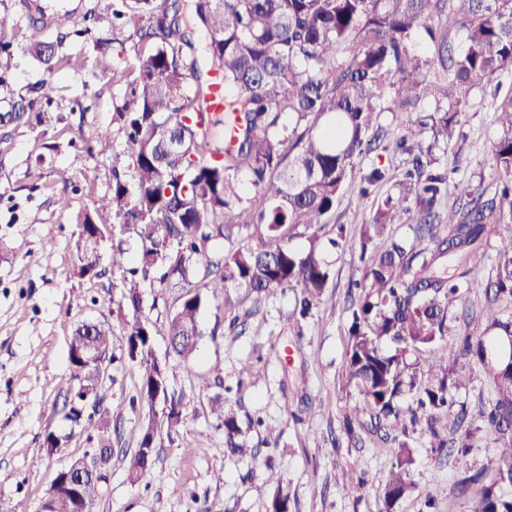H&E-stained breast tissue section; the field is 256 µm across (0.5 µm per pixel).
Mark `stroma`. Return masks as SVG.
Returning <instances> with one entry per match:
<instances>
[{
  "label": "stroma",
  "instance_id": "35a3bbf8",
  "mask_svg": "<svg viewBox=\"0 0 512 512\" xmlns=\"http://www.w3.org/2000/svg\"><path fill=\"white\" fill-rule=\"evenodd\" d=\"M56 86L59 110L67 124L91 137L110 130L116 151L126 148L114 119L125 101L123 86L107 83L92 68L51 72L26 58L14 74L16 88L36 83ZM512 94V74L504 73L466 97L451 146L437 148V167L449 171L444 206L460 199L466 186L491 183L492 145L499 133L495 107ZM87 106L86 115L73 103ZM36 131L22 127L13 135L8 153L0 156V512H38L58 470L82 456L90 443L60 412L74 386L68 362L73 330L86 321H108L123 336L117 307L97 305V297L124 291L120 272L109 271L110 243H103L99 278L78 275L74 267L78 235L76 214L88 204L79 188L94 179L99 193L112 183L111 154L88 155L68 145V138L48 132L51 150L37 155ZM407 156L395 148L373 146L360 167L385 168L388 178L371 197L344 199L334 215L347 238L358 239L370 223L378 197L395 193V182L406 168ZM68 169L66 192L73 209L61 212L51 194L28 190V170L52 181L56 169ZM332 275L327 295L300 324L287 322L293 291L273 304L254 308L244 290L232 291L235 310L223 300H209L200 309L201 347L190 362L169 356L163 335L165 316L181 303L182 283H155L143 293L141 317L156 333L158 357L168 366L171 386L184 394L186 419L177 434L159 428L152 467L142 479L130 481L123 454L134 451L144 412L131 399L140 387V370L116 343L108 366L103 395L112 404L120 449L112 458L96 512H268L277 488L288 490L292 512H380L378 489L397 463V451L377 438L355 443L343 431V419L360 396L348 386L342 364L350 320L349 285L361 279L364 264L355 248L327 253ZM483 294H469L464 306L453 309L448 322L455 338H479L485 329ZM224 368V386L238 417V439L258 449V459L235 455L224 428L210 411L218 388L202 392L198 376L214 364ZM448 368L463 381L455 393L470 415L494 396V383L478 364L449 354ZM311 407L312 417L297 421L296 413ZM60 438L63 451L49 455L47 435ZM414 463L410 494L395 512H422L426 493L436 499L435 512H463L452 494L465 473L489 466L496 456L492 436L478 440L465 457L433 452L428 436L412 433ZM274 470L280 483L267 481ZM347 477L350 490L339 479Z\"/></svg>",
  "mask_w": 512,
  "mask_h": 512
}]
</instances>
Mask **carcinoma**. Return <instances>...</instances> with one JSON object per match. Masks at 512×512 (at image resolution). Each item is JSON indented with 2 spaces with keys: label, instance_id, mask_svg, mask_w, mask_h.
<instances>
[{
  "label": "carcinoma",
  "instance_id": "carcinoma-1",
  "mask_svg": "<svg viewBox=\"0 0 512 512\" xmlns=\"http://www.w3.org/2000/svg\"><path fill=\"white\" fill-rule=\"evenodd\" d=\"M195 14L209 39L199 47L185 23L179 0H115L112 19H98L92 39V67L126 87L129 101L115 108L128 150L112 152V192L103 198L87 179L80 188L89 201L109 211L112 222L97 224L80 214L75 266L81 276L99 275L95 265L101 244L133 227L141 249L130 258L112 247V269L124 274L125 350L141 369V385L132 404L145 410L138 448L126 471L136 482L156 444L153 420L162 406L167 434L184 423L183 394L168 383L159 366L154 332L142 321V282H187L202 273L200 287L224 299L228 289L244 288L261 304L277 292L293 289L294 314L305 318L328 288L331 268L317 232L332 223L345 196L364 198L387 179L379 167L356 176L370 144L379 139L384 112H414L420 98L431 109L397 132L396 145L412 156L397 182L398 195L382 198L375 218L363 226L360 259H368L360 290L350 307L348 347L342 372L362 404L344 421L346 434L362 440L365 428L394 432L398 463L381 486L383 512L412 489L413 450L403 436L410 422L427 417L432 447L473 449L474 432L462 428L466 410L456 407L450 389L462 385L448 374L438 351L448 348V310L465 295L484 289L485 336L465 340L462 357L487 367L494 398L481 412L498 448L494 466L458 480L455 495L464 512H512V316L497 303L512 299V238L498 250L487 281L478 279L472 259L500 224H512V97L497 107L499 136L493 147L492 190H466L468 200L440 206L448 175L429 170L431 151L424 134L448 144L455 134L467 93L491 78L512 73V0H195ZM66 11L46 30L14 24L0 38V144L12 131L29 125L41 134L63 120L55 88L36 84L13 88L19 56L30 55L49 71L78 70L82 53H66L64 42L82 37ZM131 44L134 62L114 63L111 51ZM224 84V119L205 121L216 81ZM112 147L108 132L83 141L86 153ZM392 224L412 225L413 240L393 241L367 256ZM446 225L440 232L439 226ZM305 237L308 250L291 242ZM233 244L219 253L212 242ZM200 293L187 292L180 307L167 314L166 336L176 340L173 353L187 362L198 351ZM112 326L82 323L68 344L76 386L90 382L85 358L112 361ZM425 357V363L409 361ZM409 398L406 409L399 401ZM211 411L224 426L232 451L256 458L257 449L234 440L239 433L232 406L217 396ZM64 417L95 442L99 459L112 457V405L104 397L82 417L64 402ZM102 485L87 479L84 501L95 508Z\"/></svg>",
  "mask_w": 512,
  "mask_h": 512
}]
</instances>
